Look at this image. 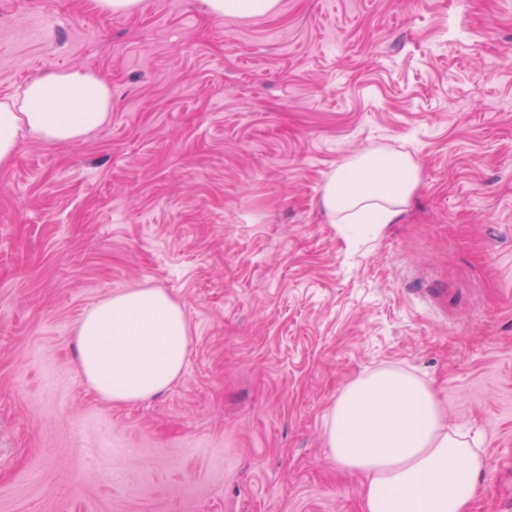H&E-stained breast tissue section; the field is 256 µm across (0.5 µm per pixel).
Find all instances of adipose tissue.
Returning a JSON list of instances; mask_svg holds the SVG:
<instances>
[{"instance_id":"obj_1","label":"adipose tissue","mask_w":512,"mask_h":512,"mask_svg":"<svg viewBox=\"0 0 512 512\" xmlns=\"http://www.w3.org/2000/svg\"><path fill=\"white\" fill-rule=\"evenodd\" d=\"M112 90L94 73L50 72L0 102V165L20 140L74 143L104 125ZM404 154L369 150L345 160L322 190L331 223L378 235L397 223L418 186ZM80 370L104 399L149 398L182 372L187 321L159 288L115 294L95 304L76 328ZM329 457L361 480L362 512H471L486 459L480 438L449 427L448 410L425 381L383 369L347 385L327 415Z\"/></svg>"}]
</instances>
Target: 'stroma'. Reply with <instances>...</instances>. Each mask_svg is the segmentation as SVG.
I'll return each mask as SVG.
<instances>
[{
  "label": "stroma",
  "instance_id": "1",
  "mask_svg": "<svg viewBox=\"0 0 512 512\" xmlns=\"http://www.w3.org/2000/svg\"><path fill=\"white\" fill-rule=\"evenodd\" d=\"M70 69L109 83V120L0 166V512H361L324 423L385 368L482 436L473 512H512V0H0V101ZM379 147L420 183L351 241L322 189ZM153 287L185 365L109 402L77 325ZM280 0H206L211 14L216 16H253L276 13Z\"/></svg>",
  "mask_w": 512,
  "mask_h": 512
}]
</instances>
